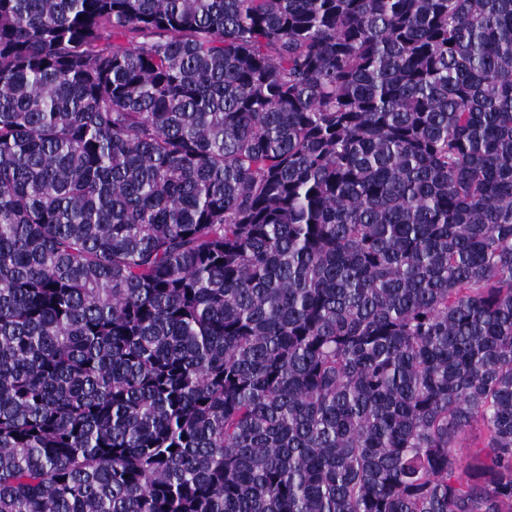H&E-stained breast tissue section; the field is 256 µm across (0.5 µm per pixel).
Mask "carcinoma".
Returning a JSON list of instances; mask_svg holds the SVG:
<instances>
[{"instance_id": "obj_1", "label": "carcinoma", "mask_w": 512, "mask_h": 512, "mask_svg": "<svg viewBox=\"0 0 512 512\" xmlns=\"http://www.w3.org/2000/svg\"><path fill=\"white\" fill-rule=\"evenodd\" d=\"M0 512H512V0H0Z\"/></svg>"}]
</instances>
